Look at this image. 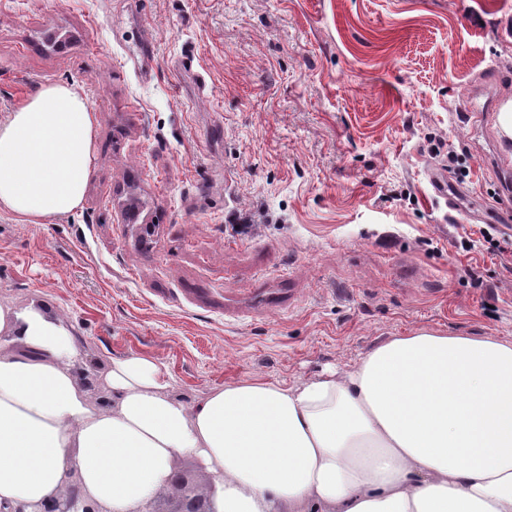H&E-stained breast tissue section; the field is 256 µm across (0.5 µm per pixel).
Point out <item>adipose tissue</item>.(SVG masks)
<instances>
[{"label":"adipose tissue","instance_id":"ef3b65f1","mask_svg":"<svg viewBox=\"0 0 512 512\" xmlns=\"http://www.w3.org/2000/svg\"><path fill=\"white\" fill-rule=\"evenodd\" d=\"M96 120L68 85L0 119V213L78 209ZM59 320L0 301V512L70 480L97 512H144L182 457L215 479V512H512V342L420 330L345 372L242 380L186 401L144 356L111 359L108 402L80 381Z\"/></svg>","mask_w":512,"mask_h":512}]
</instances>
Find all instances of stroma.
Returning <instances> with one entry per match:
<instances>
[{
	"mask_svg": "<svg viewBox=\"0 0 512 512\" xmlns=\"http://www.w3.org/2000/svg\"><path fill=\"white\" fill-rule=\"evenodd\" d=\"M55 84L96 117L84 200L0 213V297L80 337L94 398L115 357L193 401L512 341V0H0V118Z\"/></svg>",
	"mask_w": 512,
	"mask_h": 512,
	"instance_id": "1",
	"label": "stroma"
}]
</instances>
